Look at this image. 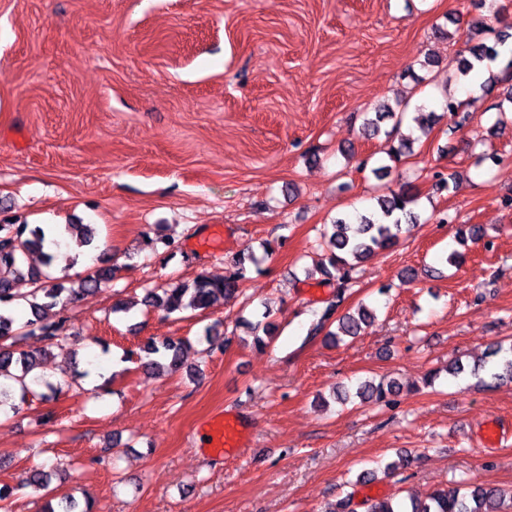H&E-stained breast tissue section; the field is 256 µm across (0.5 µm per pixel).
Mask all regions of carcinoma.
I'll list each match as a JSON object with an SVG mask.
<instances>
[{
  "mask_svg": "<svg viewBox=\"0 0 512 512\" xmlns=\"http://www.w3.org/2000/svg\"><path fill=\"white\" fill-rule=\"evenodd\" d=\"M507 39L508 35L499 32L492 45L479 39L468 46L466 54L458 61L462 75L466 77L476 64L496 58L499 55L497 46L504 45ZM495 109V124L512 122V90L503 93ZM404 117L405 112H397L391 107L375 113L373 117L367 114L363 116L362 136L367 139L385 138L388 163L373 169L377 177L391 173L392 166L412 156L408 139L399 132ZM386 118L394 120L389 129L381 126ZM418 200L419 193L405 185L397 192L376 197L378 210L370 214H345L331 223V229L321 233L330 251V267L322 268L321 275L325 282L336 284V298H342V290L351 283L352 273L360 263L394 245L400 235L409 232L411 225L418 223L419 215L414 211ZM61 230L79 238L84 246L92 245L96 238V229L92 224H64ZM33 254L41 257V265L29 262V256ZM53 260L54 255L45 251V234L41 227L17 222L0 224V406L16 394L24 402L28 396L37 394V388L41 386L54 390L53 384L42 374L34 373V370L43 367V356L47 355L49 348L65 338L68 318L63 311L71 304L89 300L113 276L111 267L101 266L78 282L68 284L47 272ZM248 262H256L250 247L235 256L234 271L228 276L218 280L199 274L191 281H175L166 288L146 292L141 304L162 308L169 313L187 309L206 310L217 301L238 293V282ZM19 280H27L31 284V290L25 295L14 292L13 285ZM17 306L28 307L32 315L19 329L14 328L13 311ZM338 306V301H332L325 307L310 329V337L323 332L325 338L336 342L342 336H357L363 325L375 315L373 309L362 305L356 311L347 312L336 319V330L327 331L326 324ZM28 339L34 340L40 347L29 352L16 349L18 342ZM184 346L185 342L181 339L149 342L146 352L154 359L146 364V368L180 369V353ZM488 356L498 358L494 377L512 381V347L506 352L498 347L490 351ZM399 392L400 386L394 382L383 386L367 380L358 384L355 393L346 390L338 395V399L346 400L353 395L362 402L389 405ZM507 497L512 499V492L494 486H476L472 489L456 486L436 490L423 500L412 498L408 504L393 497L374 499L367 512H502L501 507ZM52 500L54 497H49L43 512H91L89 507L77 510L76 502L68 495L59 498L56 508L52 506Z\"/></svg>",
  "mask_w": 512,
  "mask_h": 512,
  "instance_id": "obj_1",
  "label": "carcinoma"
}]
</instances>
